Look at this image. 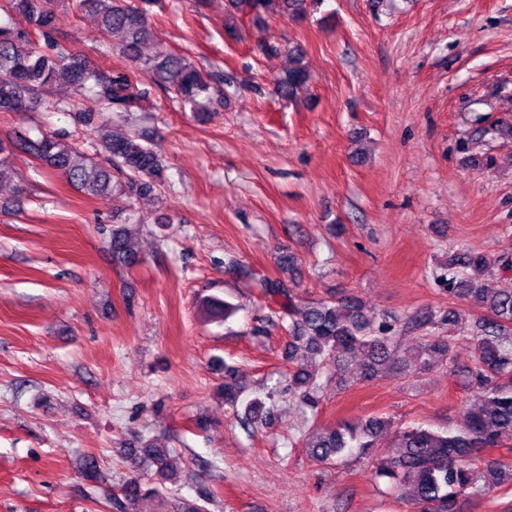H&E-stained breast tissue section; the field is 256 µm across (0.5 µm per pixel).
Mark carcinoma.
I'll return each instance as SVG.
<instances>
[{
	"instance_id": "1",
	"label": "carcinoma",
	"mask_w": 512,
	"mask_h": 512,
	"mask_svg": "<svg viewBox=\"0 0 512 512\" xmlns=\"http://www.w3.org/2000/svg\"><path fill=\"white\" fill-rule=\"evenodd\" d=\"M318 2L228 0L230 17L240 14L255 21L270 11L299 18L308 6ZM57 4L59 0H3L0 4L5 15L0 21V112H28L39 91L67 84L73 91L75 121L92 127L104 162L87 157L65 132L22 139L15 147L87 195L112 194L135 200L156 195L166 183L162 159L142 136L112 133V124L143 111L152 83L172 92L195 112L198 120L206 121L212 100L211 77L185 55L166 48L144 55L143 45L151 36L150 18L147 10L131 0H68L73 9L98 18L100 33L122 36L112 49L127 62L125 67L103 70L82 51L62 52L53 44L45 49L33 45L31 33L47 38L54 31ZM16 17L22 18L24 25H18ZM258 48L270 60L288 54L290 65L275 76V89L282 98H298L312 80L304 63L303 47L297 43L281 47L261 39ZM138 230L131 214L112 225L109 248L114 263L124 267L139 263L140 256L130 244ZM229 265L251 287L281 298L278 314L268 320V325L286 328V360L293 361L302 349L310 355L289 374L285 388L268 390L264 397L248 402L242 413L238 406L244 386L235 368L224 367V406L250 425L269 424L277 400L284 396L317 413L323 377L331 370L340 371L359 356L364 358L366 379L378 377L386 367L420 374L436 357L451 362V337L446 335V328L459 323V314L451 307L411 318V324L423 332V343L420 350L406 356L398 347V328L367 317L365 305L357 297L315 300L300 310L287 284L260 276L236 259L229 260ZM484 272L482 256L466 252L452 256L447 274L442 276L448 298L472 299L489 313L470 329L476 362L464 375L463 385L474 393L476 402L466 409L462 428L434 431L409 425L399 429L392 447L378 448L377 434L389 422L383 417H370L315 426L300 437L302 447L326 464L355 452L372 460L376 477L410 486L411 512H463L462 503L479 498L498 485L512 484V462L487 461L482 454L486 448L512 441V284L502 285L490 294L482 283ZM202 310L209 321L221 324L235 314L237 307L209 297L203 300ZM139 445L141 451L134 455L132 468L146 462L162 474L169 472L171 448L156 438L141 437ZM81 470L88 481L100 478L99 463L93 455L83 458ZM158 492L159 486L147 485L133 476L113 494L112 505L118 512H131L139 498Z\"/></svg>"
}]
</instances>
